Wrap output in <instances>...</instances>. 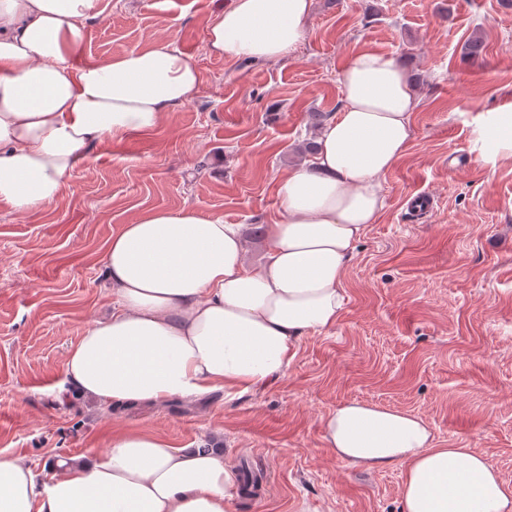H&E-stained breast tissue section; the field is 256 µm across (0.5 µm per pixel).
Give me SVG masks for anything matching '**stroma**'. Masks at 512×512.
Masks as SVG:
<instances>
[{
  "instance_id": "obj_1",
  "label": "stroma",
  "mask_w": 512,
  "mask_h": 512,
  "mask_svg": "<svg viewBox=\"0 0 512 512\" xmlns=\"http://www.w3.org/2000/svg\"><path fill=\"white\" fill-rule=\"evenodd\" d=\"M227 2L103 0L87 26L80 62L169 40L200 87L155 129L94 145L45 209L0 203V455L41 474L51 456L105 454L117 430L178 448L215 440L264 476L235 512H401L400 467L360 473L325 444L322 418L356 400L420 416L438 447L474 449L512 484V156L470 152L476 114L512 109V0H313L303 42L272 62L208 51L205 27ZM360 49L402 60L419 103L405 155L381 178L385 207L347 264L336 325L243 395L101 412L63 387L69 347L112 313L106 245L143 211L189 206L241 225L249 263L264 261L277 181L314 135L309 113L341 112L338 73ZM420 194L434 198L423 218L409 210Z\"/></svg>"
}]
</instances>
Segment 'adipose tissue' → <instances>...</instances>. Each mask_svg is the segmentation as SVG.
Returning a JSON list of instances; mask_svg holds the SVG:
<instances>
[{"mask_svg":"<svg viewBox=\"0 0 512 512\" xmlns=\"http://www.w3.org/2000/svg\"><path fill=\"white\" fill-rule=\"evenodd\" d=\"M311 11L312 0H231L206 27L209 51L279 60L303 41ZM100 13V0H0V202L16 213L50 205L89 147L154 129L199 91L195 64L168 41L78 64ZM338 82L343 111L277 182L284 218L267 227L264 262L246 266L240 225L190 207L144 211L112 236L115 308L69 348V388L102 410L224 386L246 393L284 374L302 336L337 323L346 265L384 208L380 179L405 154L418 106L414 79L387 53L354 52ZM471 150L488 163L512 155V110L480 113ZM321 427L348 467H401L402 512H512V485L487 458L437 447L417 415L354 400ZM108 446L47 477L0 456V512H234L222 449L127 430Z\"/></svg>","mask_w":512,"mask_h":512,"instance_id":"adipose-tissue-1","label":"adipose tissue"}]
</instances>
